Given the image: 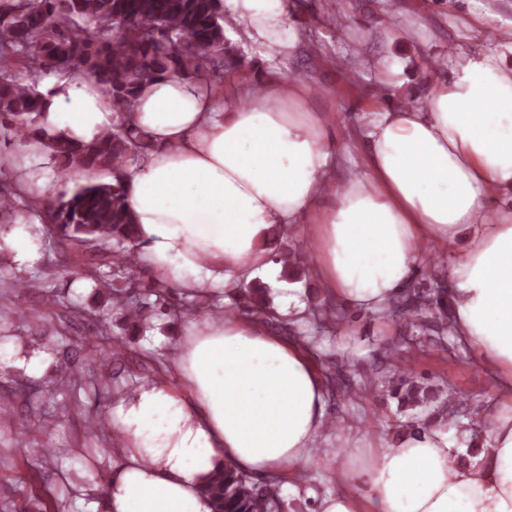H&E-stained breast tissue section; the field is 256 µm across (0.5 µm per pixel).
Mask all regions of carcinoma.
<instances>
[{
  "mask_svg": "<svg viewBox=\"0 0 512 512\" xmlns=\"http://www.w3.org/2000/svg\"><path fill=\"white\" fill-rule=\"evenodd\" d=\"M224 23L221 0H0V130L19 144L41 133L39 84L49 74L83 72L109 85L117 106L128 110L141 85L152 79L179 74L206 82L213 73L234 70L238 59ZM151 150L147 136L125 124L88 144L58 140L52 159L61 173L110 169L112 183H87L47 207L33 200L24 204L28 212L47 210L51 223L74 247L71 273L112 289L113 303L140 327L158 313L212 312L210 298L179 304L164 289L151 291L156 299L147 307L132 282L138 237L122 168ZM17 211L9 171L0 166V224L10 223ZM24 287L23 282H0V322L11 320V294ZM245 297L253 313L268 315L267 289L255 286ZM425 306L423 298L414 297L385 315L424 323ZM58 311L71 321L89 315L55 294L38 314L48 319ZM387 351L396 361L387 380L394 397L408 406L439 400L441 410L458 411L460 395L444 398L432 385L405 376L412 350L391 346ZM202 493L213 512H284L278 493L229 465L211 474Z\"/></svg>",
  "mask_w": 512,
  "mask_h": 512,
  "instance_id": "cac0c4a2",
  "label": "carcinoma"
}]
</instances>
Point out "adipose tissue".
Segmentation results:
<instances>
[{
  "instance_id": "1",
  "label": "adipose tissue",
  "mask_w": 512,
  "mask_h": 512,
  "mask_svg": "<svg viewBox=\"0 0 512 512\" xmlns=\"http://www.w3.org/2000/svg\"><path fill=\"white\" fill-rule=\"evenodd\" d=\"M222 2L266 60L289 56L284 0ZM448 66L424 106L373 113L341 141L327 113L305 111L304 81L279 72L221 101L172 75L144 84L128 112L106 85L51 75L45 135L27 149L47 153L58 136L89 143L121 123L146 132L152 151L124 170L127 205L141 263L179 288L273 272L265 237L278 224L305 225L320 284L370 310L404 291L426 249L450 251L455 332L512 392V43ZM354 157L361 176L336 181L339 160ZM176 364L179 384L146 380L112 405L122 460L103 512H212L201 487L223 463L278 480L311 462L324 385L294 339L247 318H194ZM485 416L476 458L461 460L437 425L404 435L365 467L366 497L341 489L314 512H512V406L492 403Z\"/></svg>"
}]
</instances>
